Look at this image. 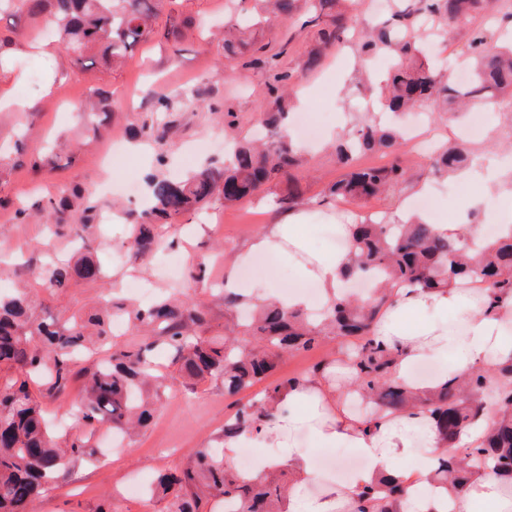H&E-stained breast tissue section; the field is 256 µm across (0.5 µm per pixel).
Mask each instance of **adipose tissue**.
<instances>
[{"instance_id":"adipose-tissue-1","label":"adipose tissue","mask_w":512,"mask_h":512,"mask_svg":"<svg viewBox=\"0 0 512 512\" xmlns=\"http://www.w3.org/2000/svg\"><path fill=\"white\" fill-rule=\"evenodd\" d=\"M305 217L300 211L268 225L237 247L234 263L244 265L258 253L278 255L297 279L316 283L327 304L336 294L347 253L311 248L301 233ZM394 299L379 317L374 337L397 352L393 374L414 392L423 394L436 386L435 381L411 377L418 359L450 353L455 373L465 374L512 357V332L506 329L512 322V295L492 303L472 284L432 290L398 287ZM338 373L331 364L317 374L298 376L278 397L274 420L261 417L247 432L225 435V463H232L240 449L260 448L264 454L255 473L288 468L293 488L284 512H355L359 491L383 478L402 480L411 488L399 512H512V496L492 474L472 475L461 494L430 483L429 475L448 450L428 411L412 408L367 418L352 414L337 385ZM304 430L321 448H350L363 458L364 466L350 484L326 480L314 468L309 450L297 440ZM415 453L423 457L420 467L391 468L394 459Z\"/></svg>"}]
</instances>
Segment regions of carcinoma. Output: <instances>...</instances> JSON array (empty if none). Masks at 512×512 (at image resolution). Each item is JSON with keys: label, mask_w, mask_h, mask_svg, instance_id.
Returning <instances> with one entry per match:
<instances>
[{"label": "carcinoma", "mask_w": 512, "mask_h": 512, "mask_svg": "<svg viewBox=\"0 0 512 512\" xmlns=\"http://www.w3.org/2000/svg\"><path fill=\"white\" fill-rule=\"evenodd\" d=\"M164 0H18L20 15L52 26L65 51L89 65L111 69L121 65L134 48L160 36L177 44L181 29L164 30L156 20ZM267 21L290 16L299 0H264ZM492 0H418L396 11L390 20L368 32L360 30L354 9L343 0H305L317 14L331 17L332 25L318 30L325 46L342 44L349 34H361L360 49L371 57L380 52L397 57L396 69L381 106L396 114L436 103L443 111L474 103H493L512 93V40L490 45L487 34L472 30L468 51L474 56L473 75L460 84L442 80L424 61L425 43L419 34L430 22L443 36L442 23L467 27L473 12ZM279 54L255 57L249 64L269 72V91L276 107L264 113L269 137L239 141L227 159L210 160L183 179L161 174L147 177L150 206L128 214L131 233L128 248L138 260H147L161 244L159 228L168 220L205 205L232 206L251 198L262 187L286 181L288 190L280 207L293 209L303 190L292 172L303 165L297 147L281 132L286 117L287 90L298 76L279 66ZM84 111L91 117L93 134L108 125L109 110L103 96L89 100ZM401 129L376 118L363 119L355 135L336 141V156L347 164L355 154L379 152L393 159L377 167L356 168L322 191L323 197L359 201L388 195L408 183L409 175L396 151L402 145ZM467 162L458 147L445 145L432 157L437 172H454ZM68 199L50 197L18 215L51 224L55 234L80 242L68 260L49 259L37 272L36 282L66 291L78 279L102 281L106 271L96 259L99 245L88 235L100 206L78 189ZM368 280L373 290L363 296L340 292L327 308L314 315L307 309L287 310L275 302L256 306L248 317L224 326V335L204 339L197 329L206 322L203 308L188 299L161 297L146 307L116 303L109 298L97 312L60 323L35 316L27 289L0 294V364L15 366L28 378L42 380L45 394L61 396L73 376L75 360L102 349L112 335V318L127 321L144 341L133 347H115L86 374L85 398L75 410L81 430L61 447L42 417V407L25 380L0 387V512H29L42 487L65 477L78 464L99 461L94 444L98 425L109 423L128 432L146 425L166 387L167 375L154 363L152 353L173 354L182 376L189 381L219 379L224 394L246 390L274 366L275 360L306 352L329 337H352L347 353L353 370L350 389L377 413H397L417 405L432 415L438 433L453 448L468 430L481 425L483 436L475 446L440 459L432 480L454 489L466 488L470 477L491 472L512 487V360L493 369L477 368L463 377H450L432 392L419 395L393 376L394 353L372 338L379 316L393 305L392 288L433 289L480 281L488 284L490 300L512 294V230L492 239L474 242L469 237L442 235L431 224L365 219L357 225L354 251L342 281ZM291 379L270 384L253 401L238 408L224 422V430L246 426L255 412L274 417L271 402ZM153 492L171 495L170 512H205L208 497L224 498L232 512H279L285 488L271 474L242 479L224 468V450L203 447L184 469L159 473ZM406 487L380 482L358 494L357 512H396Z\"/></svg>", "instance_id": "carcinoma-1"}]
</instances>
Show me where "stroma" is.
I'll list each match as a JSON object with an SVG mask.
<instances>
[{
	"label": "stroma",
	"mask_w": 512,
	"mask_h": 512,
	"mask_svg": "<svg viewBox=\"0 0 512 512\" xmlns=\"http://www.w3.org/2000/svg\"><path fill=\"white\" fill-rule=\"evenodd\" d=\"M258 8L257 0H168L159 24L165 27L175 23L185 30L178 57H171L165 40L155 37L141 43L123 65L109 70L77 63L55 39L37 38L34 24L19 18L15 8H0V39L15 41L6 63L0 65V156L9 164L5 176L0 177V241L8 245L0 252V291L18 288L19 272L40 266L47 249L66 253L72 248L65 239L46 244L39 225L19 220L16 210L20 203L58 197L76 186L94 192L108 177L119 183L127 175H134L141 189L146 186L147 175L157 171L173 178L184 177L185 153H195L202 161L221 157V150L211 148L209 140L220 132L219 112L228 108L238 115L241 135L252 134L259 127L263 113L272 108L266 71L241 68L225 54L223 39L212 35L218 28H234L238 19L256 13ZM328 24V17L316 21L311 12L302 9L276 28H253L251 41L257 46L267 45L269 52L278 54L283 66L302 72L294 97H305L306 109L321 113L325 120L342 115V129L348 132L361 120L367 99L376 98L378 79L386 75L387 68L381 56L362 57L358 41L352 37L341 46L325 48L323 65L303 72L319 27ZM151 84L163 88L173 102L165 117V161H158L159 147L151 141L148 154H130L113 168H106L98 159L99 153L116 138L130 144L145 115L152 112L153 105L143 94ZM97 91L107 96L110 110V125L99 136L87 132L86 121L80 120L72 107L74 101ZM14 98L35 103L34 112L26 116L22 128L26 131V154L22 157L14 145L20 129L14 123L15 110L10 104ZM482 116L483 132L477 137L460 135L458 125L443 117L433 119L431 129L438 140L460 142L474 164L491 162L501 167L496 191H482L479 205L472 210L478 222L484 224L488 210L501 208L506 197L512 196V168L507 165L512 159V107L503 101L494 109L483 110ZM60 137L77 144V151L53 150V143ZM48 152L54 155L52 168L34 171L32 159ZM304 153L306 163L295 176L304 192L300 206L308 213L304 233L311 246L334 243L332 225L337 214L350 219L357 213L367 216L392 212L389 200L321 203V191L335 182L344 168L329 140L305 148ZM401 159L410 175L430 186V205L452 206L465 194L457 178L434 176L429 158L405 153ZM285 190L281 184L251 203L233 207L217 203L173 219L157 256L139 266L128 259L118 265L113 262L114 253L122 251L126 237L129 219L124 211L113 210V223L96 224L90 233L104 244L98 258L113 280L137 279L159 295L179 289L207 312L202 336H219L224 332V299L190 282L187 269L205 262L210 280L221 282L231 273L239 280L240 291H247V268L230 267L233 249L264 225L283 218L276 199ZM170 262L175 265L173 273L161 274V267ZM103 291L101 282L81 280L64 293L39 285L32 296L39 314L63 321L98 308ZM347 345L344 339H324L307 352L276 360L267 379L280 382L305 373L319 361L342 357ZM157 361L169 375L171 388L163 395L151 424L125 436L118 448L112 444L109 427L101 426L96 434L103 453L101 463L76 466L64 481L36 499L33 512H104L108 507L113 512H168V499H146L143 487L162 470L185 467L196 449L218 446L225 418L238 404L247 403L249 396L244 393L238 400L228 399L221 381L214 379L195 386L183 384L168 353H159Z\"/></svg>",
	"instance_id": "35a3bbf8"
}]
</instances>
